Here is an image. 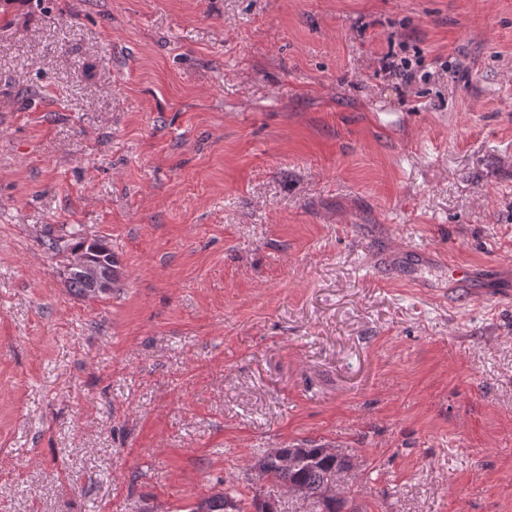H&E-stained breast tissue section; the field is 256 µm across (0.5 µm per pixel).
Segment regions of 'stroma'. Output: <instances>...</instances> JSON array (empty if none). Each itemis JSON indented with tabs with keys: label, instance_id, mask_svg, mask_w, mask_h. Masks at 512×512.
I'll return each instance as SVG.
<instances>
[{
	"label": "stroma",
	"instance_id": "obj_1",
	"mask_svg": "<svg viewBox=\"0 0 512 512\" xmlns=\"http://www.w3.org/2000/svg\"><path fill=\"white\" fill-rule=\"evenodd\" d=\"M318 445L512 512V0H0V512H311L252 466ZM68 260L67 266L78 270L83 275L76 270H68L67 287L73 294L86 297L90 288L92 289L90 295H97L105 291L103 294H107L112 291V283L119 275L113 265L95 261L91 252H87L86 247L72 251ZM87 284L90 288H87ZM192 512H245V510L241 499L218 492L202 499Z\"/></svg>",
	"mask_w": 512,
	"mask_h": 512
}]
</instances>
